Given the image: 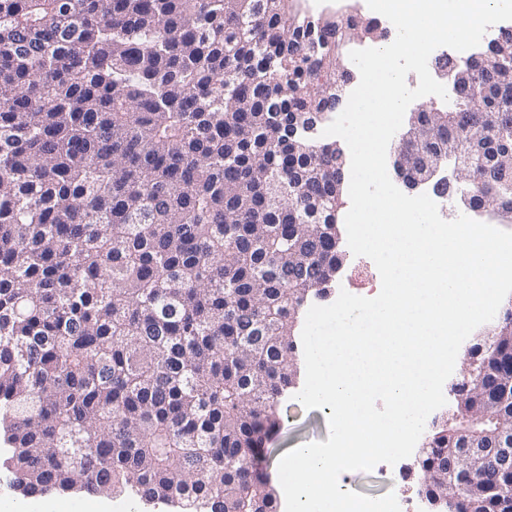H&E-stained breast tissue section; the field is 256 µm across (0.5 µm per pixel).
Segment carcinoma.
I'll use <instances>...</instances> for the list:
<instances>
[{"label":"carcinoma","mask_w":512,"mask_h":512,"mask_svg":"<svg viewBox=\"0 0 512 512\" xmlns=\"http://www.w3.org/2000/svg\"><path fill=\"white\" fill-rule=\"evenodd\" d=\"M346 12L291 0H0V430L13 485L131 495L180 512H280L263 470L279 404L301 378V311L344 260L336 149L288 142L345 98ZM418 119L419 162L488 121L512 138V48ZM234 94L224 96V82ZM295 191L274 198L269 176ZM512 210V181L459 187ZM473 348L464 409L512 430V307ZM456 425L426 434L433 512H512V471L484 494L432 478Z\"/></svg>","instance_id":"1"}]
</instances>
